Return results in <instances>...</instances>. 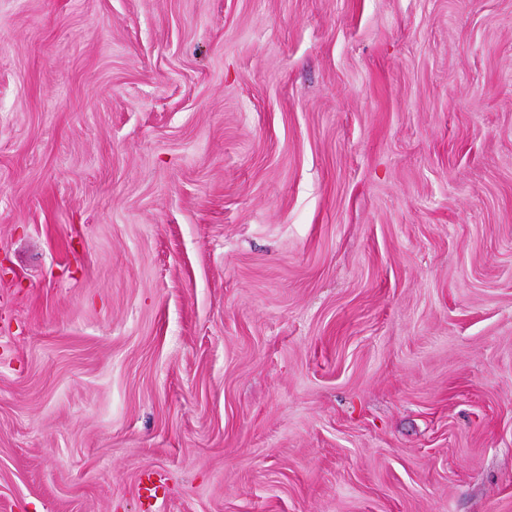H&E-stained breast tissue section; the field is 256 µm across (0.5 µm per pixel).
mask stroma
<instances>
[{
	"label": "stroma",
	"mask_w": 512,
	"mask_h": 512,
	"mask_svg": "<svg viewBox=\"0 0 512 512\" xmlns=\"http://www.w3.org/2000/svg\"><path fill=\"white\" fill-rule=\"evenodd\" d=\"M512 512V0H0V512ZM157 473L153 470L144 471L139 479V493L140 498L148 502L151 507L153 501L159 499L161 491L164 490L162 479L156 478Z\"/></svg>",
	"instance_id": "1"
}]
</instances>
